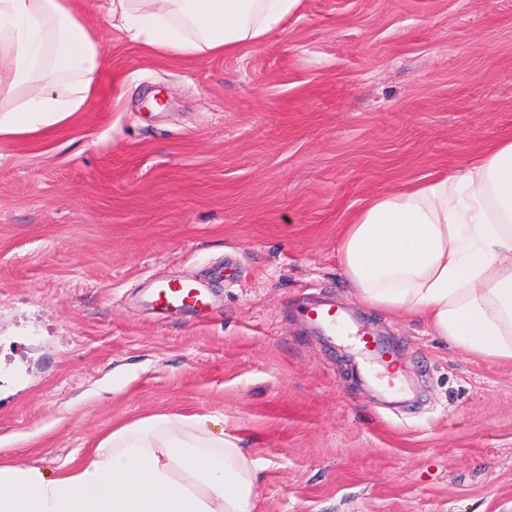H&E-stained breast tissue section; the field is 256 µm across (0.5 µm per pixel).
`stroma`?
<instances>
[{"label":"stroma","instance_id":"stroma-1","mask_svg":"<svg viewBox=\"0 0 512 512\" xmlns=\"http://www.w3.org/2000/svg\"><path fill=\"white\" fill-rule=\"evenodd\" d=\"M505 140L512 0H303L191 60L112 31L84 112L0 139V463L52 475L180 413L242 434L257 512H512V364L360 304L337 252L372 197ZM180 278L208 310L148 303ZM313 299L385 335L403 396Z\"/></svg>","mask_w":512,"mask_h":512}]
</instances>
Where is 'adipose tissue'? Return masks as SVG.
Segmentation results:
<instances>
[{
	"mask_svg": "<svg viewBox=\"0 0 512 512\" xmlns=\"http://www.w3.org/2000/svg\"><path fill=\"white\" fill-rule=\"evenodd\" d=\"M302 0H100L105 27L162 59L234 53L284 29ZM83 0H0V138L61 128L99 90L108 44ZM358 299L421 317L451 347L512 363V140L464 172L372 199L338 242ZM241 434L153 414L48 475L0 465V512H256Z\"/></svg>",
	"mask_w": 512,
	"mask_h": 512,
	"instance_id": "ef3b65f1",
	"label": "adipose tissue"
}]
</instances>
